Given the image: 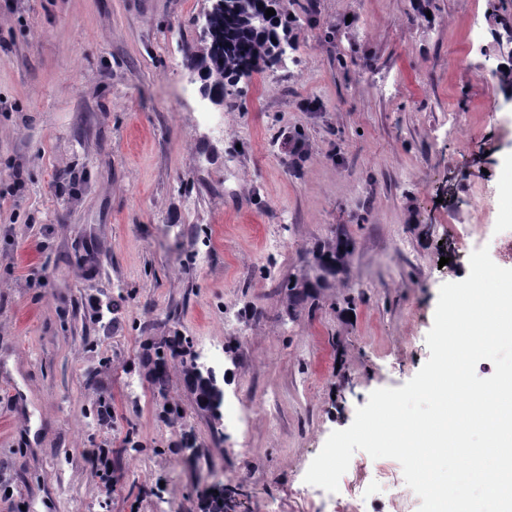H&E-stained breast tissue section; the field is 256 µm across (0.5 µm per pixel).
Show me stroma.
<instances>
[{
    "instance_id": "stroma-1",
    "label": "stroma",
    "mask_w": 512,
    "mask_h": 512,
    "mask_svg": "<svg viewBox=\"0 0 512 512\" xmlns=\"http://www.w3.org/2000/svg\"><path fill=\"white\" fill-rule=\"evenodd\" d=\"M209 4L0 0V512H205L217 484L235 512L419 510L393 459L304 476L417 374L474 250L512 269V89L484 67L512 0H283L294 49L216 103L185 64ZM338 237L347 277L290 306ZM175 334L220 356L235 423L179 370L154 390L144 345Z\"/></svg>"
}]
</instances>
